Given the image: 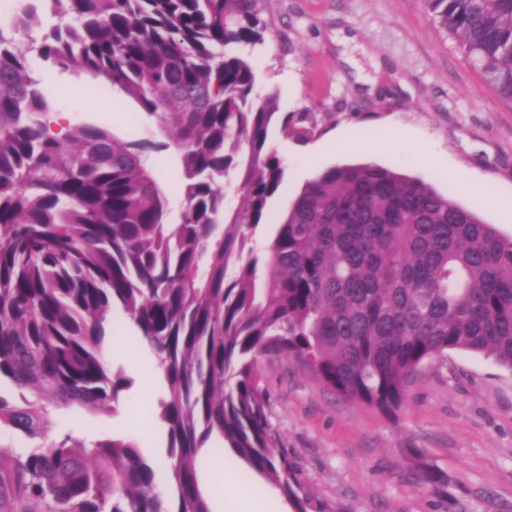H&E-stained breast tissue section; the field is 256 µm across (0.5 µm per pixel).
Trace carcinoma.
<instances>
[{
  "mask_svg": "<svg viewBox=\"0 0 512 512\" xmlns=\"http://www.w3.org/2000/svg\"><path fill=\"white\" fill-rule=\"evenodd\" d=\"M0 25V512H213L198 458L227 447L301 502L257 358L286 353L337 395L385 411L451 350L512 371V237L471 209L377 164L329 167L291 202L264 251L252 240L281 189L276 122L307 117L255 92L244 53L267 23L259 0H36ZM498 93L512 99V0H423ZM55 19L40 39L17 34ZM75 66L135 101L174 148L184 207L145 158L88 124L50 134L30 68ZM235 177L242 202L224 206ZM122 311L163 370L155 419L170 485L130 439L50 436L59 407L112 411L132 380L106 361ZM433 489L444 475L419 470Z\"/></svg>",
  "mask_w": 512,
  "mask_h": 512,
  "instance_id": "carcinoma-1",
  "label": "carcinoma"
}]
</instances>
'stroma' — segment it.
Wrapping results in <instances>:
<instances>
[{"label": "stroma", "mask_w": 512, "mask_h": 512, "mask_svg": "<svg viewBox=\"0 0 512 512\" xmlns=\"http://www.w3.org/2000/svg\"><path fill=\"white\" fill-rule=\"evenodd\" d=\"M267 22L251 52L257 93L277 91L282 111L307 114L316 131L298 143L273 130L284 160L281 190L253 239L264 247L301 187L335 165L377 163L476 209L512 236V100L497 94L441 31L423 0H259ZM43 91L67 125L88 123L119 138H149L140 107L108 93L77 69L48 72ZM148 162L170 199L171 222L183 209L182 177L168 149ZM107 363L133 381L114 411L62 408L51 432L91 441L119 436L151 459L164 453L161 426L141 413L165 394L161 370L120 313ZM256 380L269 395L268 418L305 493L329 512H512V371L492 359L451 351L425 363L392 413L339 397L285 354L259 356ZM420 449L448 484L421 486L410 455ZM199 472L213 512H238L239 495L269 500L273 512L294 504L232 452L200 455ZM232 473L237 493H224Z\"/></svg>", "instance_id": "35a3bbf8"}]
</instances>
